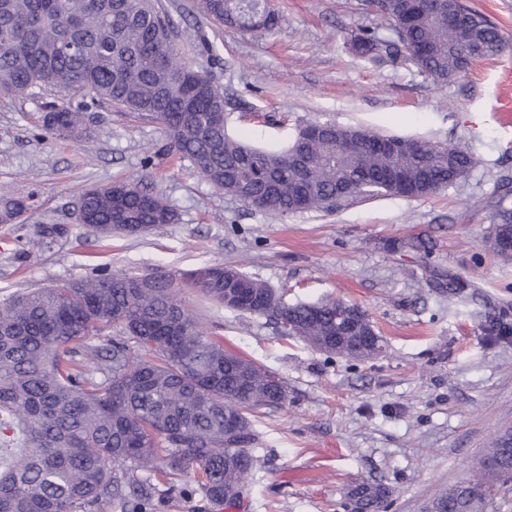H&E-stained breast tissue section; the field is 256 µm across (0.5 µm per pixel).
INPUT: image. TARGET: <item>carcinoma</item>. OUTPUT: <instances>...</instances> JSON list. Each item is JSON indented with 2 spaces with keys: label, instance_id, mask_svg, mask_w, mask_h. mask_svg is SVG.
Here are the masks:
<instances>
[{
  "label": "carcinoma",
  "instance_id": "1",
  "mask_svg": "<svg viewBox=\"0 0 512 512\" xmlns=\"http://www.w3.org/2000/svg\"><path fill=\"white\" fill-rule=\"evenodd\" d=\"M393 36L362 29L353 51L393 59L426 50L416 66L445 82L469 70L468 50L501 52L502 30L467 6L448 26V0L423 11L413 0H375ZM259 0H200V11L236 26L259 13ZM180 21L157 0H0V95H25L70 81L73 93L136 112L160 124L168 151L188 160L214 188L268 215L336 211L360 196H427L473 168V154L402 137L392 150H370L380 134L336 125L317 138L298 133L284 149L253 147L210 120L224 95L189 93L182 77L196 70L181 55ZM51 120L72 136L83 112L51 106ZM80 194L88 220L120 226L125 235L149 232L177 218L173 205L136 184ZM512 180H501L495 229H512ZM19 197L0 200L4 221L18 218ZM212 279L196 288L224 303V289L268 285L243 271L212 264ZM105 273L79 283L27 290L0 300V512H97L105 499L121 512H150L156 485L140 470L162 463V476L191 473L216 506H233L257 459L254 418L281 405L287 386L246 370L254 361L224 357L220 339L203 335L194 314L160 285ZM346 303L268 305L247 311L276 321L285 336L307 343L332 332ZM117 328L122 335H112ZM95 339L98 344H90ZM240 420V436L224 441V415ZM512 481V431L499 433L476 475L435 495L427 512H488ZM388 489L359 482L348 491L353 512H377Z\"/></svg>",
  "mask_w": 512,
  "mask_h": 512
}]
</instances>
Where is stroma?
Segmentation results:
<instances>
[{"label":"stroma","mask_w":512,"mask_h":512,"mask_svg":"<svg viewBox=\"0 0 512 512\" xmlns=\"http://www.w3.org/2000/svg\"><path fill=\"white\" fill-rule=\"evenodd\" d=\"M181 6L180 49L221 87L227 129L282 147L314 121L471 152L477 165L447 188L378 196L332 213L271 217L216 190L165 150L156 122L53 90L0 98V186L20 192L22 216L0 223V299L17 289L122 272L162 282L225 352L251 359L288 386L286 403L256 421L258 459L235 512H351L360 481L389 489L385 512H424L440 489L468 479L493 438L512 428V334L492 339L487 315L512 326V256L493 245L495 204L512 177V128L497 119L512 92V46L445 83L408 58L356 55L362 29L388 22L362 0H275L280 24L244 32ZM218 61L192 50L198 31ZM86 107L75 136L43 128L49 103ZM135 183L168 199L175 222L106 239L76 217L90 186ZM241 268L286 303L340 299L359 307L385 349L356 360L282 335L263 317L209 303L187 272ZM463 290L449 298V281ZM152 512H218L202 495L168 492L157 472Z\"/></svg>","instance_id":"stroma-1"}]
</instances>
